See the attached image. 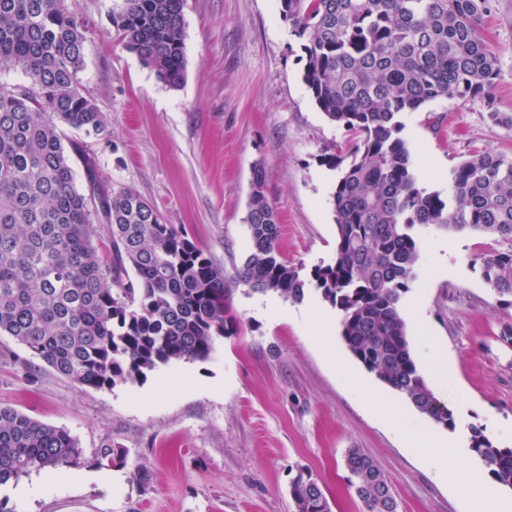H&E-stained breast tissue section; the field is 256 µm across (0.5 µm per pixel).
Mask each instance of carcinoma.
Instances as JSON below:
<instances>
[{
	"mask_svg": "<svg viewBox=\"0 0 512 512\" xmlns=\"http://www.w3.org/2000/svg\"><path fill=\"white\" fill-rule=\"evenodd\" d=\"M185 0H118L111 23L159 81L185 77ZM489 0H280L305 40L303 82L349 140L326 158L340 170L332 193L333 260L306 280L278 249L279 219L257 166L246 223L249 248L235 279L255 294L300 302L308 287L340 313L352 356L418 412L454 427L413 359L402 299L416 279L420 236L435 226L493 236L508 249L479 258L482 280L512 297V160L477 150L448 174V196L420 186L399 137L402 112L441 98L490 97L499 58L480 27ZM86 30L66 0H0V335L54 373L93 389L136 383L162 366L206 360L234 325L224 269L136 192L109 191L94 158L60 125L109 142L84 95ZM348 166H342L344 157ZM86 184L74 180L72 158ZM106 230L109 260L94 238ZM471 451L512 489V448L472 429ZM78 441L0 404V488L33 471L77 466ZM364 512H398L374 460L344 455ZM294 512H332L308 470L290 485Z\"/></svg>",
	"mask_w": 512,
	"mask_h": 512,
	"instance_id": "carcinoma-1",
	"label": "carcinoma"
}]
</instances>
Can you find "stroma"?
I'll return each mask as SVG.
<instances>
[{
	"label": "stroma",
	"mask_w": 512,
	"mask_h": 512,
	"mask_svg": "<svg viewBox=\"0 0 512 512\" xmlns=\"http://www.w3.org/2000/svg\"><path fill=\"white\" fill-rule=\"evenodd\" d=\"M68 5L88 29L78 78L112 131L107 143L84 140L103 186L140 194L230 277L247 254L259 166L282 257L304 277L333 259L339 172L325 159L347 134L304 84L301 41L279 0H186L177 89L124 47L110 23L113 0ZM481 36L500 62L490 99H440L399 117L427 191L447 193L449 170L473 149L512 159V127L490 118L512 114V0H490ZM497 247L490 236L429 228L403 299L413 358L454 429L369 373L315 291L299 304L239 284L229 308L236 326L209 359L111 390L74 384L0 336V404L67 430L85 472L50 485L34 473L0 494L14 512H293L289 485L306 468L332 512H362L343 465L358 448L391 484L399 512H470L450 478L485 468L469 450L472 428L512 448V345L500 339L512 297L493 294L479 274L480 256ZM307 305L330 317L329 337L316 335ZM417 433L454 436L451 457L413 451ZM106 447L110 466L100 462Z\"/></svg>",
	"instance_id": "obj_1"
}]
</instances>
